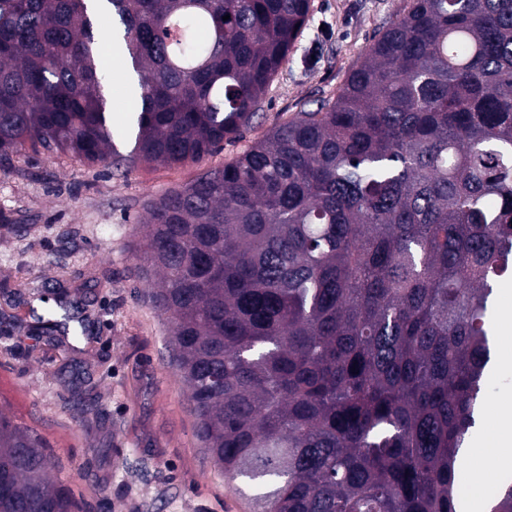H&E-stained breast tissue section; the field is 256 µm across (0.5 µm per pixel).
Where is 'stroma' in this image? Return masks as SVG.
Listing matches in <instances>:
<instances>
[{
	"mask_svg": "<svg viewBox=\"0 0 512 512\" xmlns=\"http://www.w3.org/2000/svg\"><path fill=\"white\" fill-rule=\"evenodd\" d=\"M403 0H312L295 47L231 162L335 96ZM198 166L129 174L29 150L0 164V411L42 439L80 512H250L201 448L169 323L136 276L147 202ZM469 440H493L512 369L490 365Z\"/></svg>",
	"mask_w": 512,
	"mask_h": 512,
	"instance_id": "obj_1",
	"label": "stroma"
}]
</instances>
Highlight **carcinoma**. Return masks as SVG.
<instances>
[{"instance_id":"obj_1","label":"carcinoma","mask_w":512,"mask_h":512,"mask_svg":"<svg viewBox=\"0 0 512 512\" xmlns=\"http://www.w3.org/2000/svg\"><path fill=\"white\" fill-rule=\"evenodd\" d=\"M310 10L0 0V161L201 163L250 124ZM98 11L136 96L125 153ZM143 228L138 275L196 435L254 512H462L512 276V0H406L335 98L152 202ZM50 470L0 414V512H75ZM488 505L512 512V477Z\"/></svg>"}]
</instances>
